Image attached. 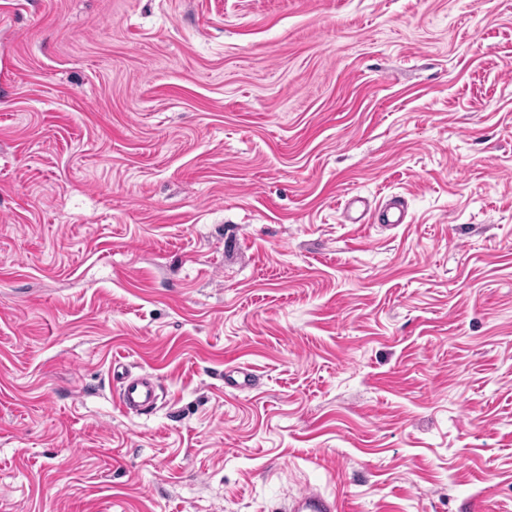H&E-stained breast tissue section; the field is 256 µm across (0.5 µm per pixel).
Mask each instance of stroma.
<instances>
[{
	"label": "stroma",
	"instance_id": "35a3bbf8",
	"mask_svg": "<svg viewBox=\"0 0 512 512\" xmlns=\"http://www.w3.org/2000/svg\"><path fill=\"white\" fill-rule=\"evenodd\" d=\"M308 486L512 512V0H0V512ZM118 395V404L126 412L151 408L156 400V384L152 376H126Z\"/></svg>",
	"mask_w": 512,
	"mask_h": 512
}]
</instances>
